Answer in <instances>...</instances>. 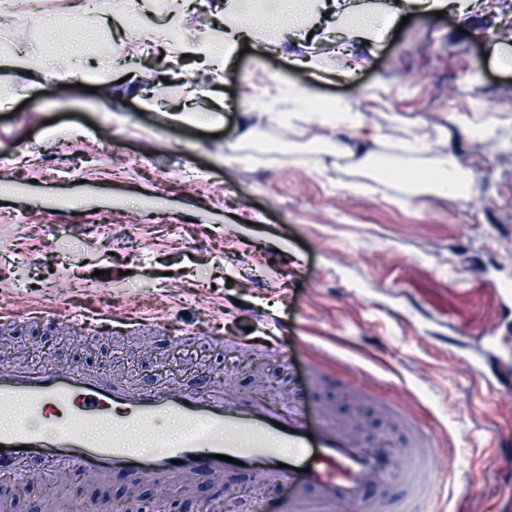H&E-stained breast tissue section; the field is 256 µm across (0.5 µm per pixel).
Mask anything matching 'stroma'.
<instances>
[{
    "mask_svg": "<svg viewBox=\"0 0 512 512\" xmlns=\"http://www.w3.org/2000/svg\"><path fill=\"white\" fill-rule=\"evenodd\" d=\"M10 8L0 48L25 49L29 68L0 65V313H104L115 333L19 320L0 357L108 362L136 383L203 372L259 399L288 398L295 382L308 405L359 422L376 389L412 400L447 436L451 450L431 477L442 512H512V41L497 38V16L464 28L453 12L405 0L408 22L383 31L351 82L290 64L327 55V42L297 43L288 32L276 49L250 42L224 75L220 120L179 123L174 103L140 83L170 60L139 54L112 67L90 46L120 39L135 13L142 26L162 27L167 0H99L79 16L66 0H45L37 20L27 0ZM223 21L224 0H195L181 30L200 39ZM78 29L87 42L75 39ZM72 49L88 74L108 69L111 81L94 93L61 87L59 56ZM253 71L324 103L347 101L373 132L387 133L395 112L443 131L478 174L473 192L407 197L398 184L372 182L358 155L313 150L310 138L258 113L262 149L249 165L227 164L243 151L232 102ZM465 116L500 126L471 140L459 133ZM305 339L364 369L358 400L304 387ZM104 492L137 510L160 501L200 512L184 483L65 476L22 484L13 512H46L52 502L96 512ZM213 493L221 512L254 503L273 512L281 496L224 478Z\"/></svg>",
    "mask_w": 512,
    "mask_h": 512,
    "instance_id": "stroma-1",
    "label": "stroma"
}]
</instances>
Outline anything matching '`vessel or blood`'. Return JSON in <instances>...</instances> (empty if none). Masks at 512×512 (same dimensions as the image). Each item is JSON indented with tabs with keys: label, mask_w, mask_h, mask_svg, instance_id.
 <instances>
[{
	"label": "vessel or blood",
	"mask_w": 512,
	"mask_h": 512,
	"mask_svg": "<svg viewBox=\"0 0 512 512\" xmlns=\"http://www.w3.org/2000/svg\"><path fill=\"white\" fill-rule=\"evenodd\" d=\"M384 433L320 409L300 394L266 401L208 379L138 385L126 375L65 364H0V470L13 480H103L136 474L203 488L241 473L284 486L283 512H398L403 496L424 512L438 468L437 436L408 406L381 399ZM162 416L188 427L159 447Z\"/></svg>",
	"instance_id": "vessel-or-blood-1"
}]
</instances>
